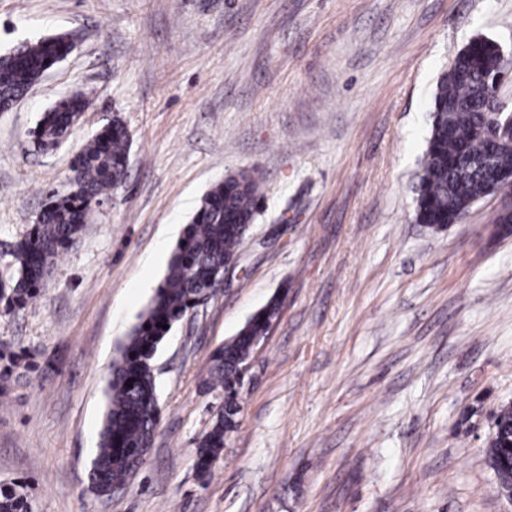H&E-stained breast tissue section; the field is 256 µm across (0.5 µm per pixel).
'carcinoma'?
I'll return each instance as SVG.
<instances>
[{"mask_svg": "<svg viewBox=\"0 0 512 512\" xmlns=\"http://www.w3.org/2000/svg\"><path fill=\"white\" fill-rule=\"evenodd\" d=\"M66 45L64 35L57 34L1 55L0 109L8 108L36 83ZM501 68L496 41L481 36L458 52L440 75L417 189L416 223L438 231L462 223L472 202L493 185L490 173H512V148L491 149L481 135L488 122V93ZM86 106L84 96L73 94L45 112L33 132L38 149L56 147ZM128 150L126 125L115 116L78 154L73 189L63 196H51L39 222L11 248L16 273L11 283L0 285L4 312L25 308L40 292L51 266L83 231L89 211L124 182ZM259 191L258 180L242 172L206 193L172 253L163 282L122 343L112 364L107 409L91 470V483L100 495L129 483L149 451L158 423L153 357L168 333L161 325L171 327L182 320L193 307L197 289L224 273V259L237 253L246 235L244 227L254 220ZM277 312L278 304L272 299L211 356L205 386L222 392L224 403L217 406L210 429L197 444L196 468L203 478L211 475L226 435L238 427L241 408L236 394L242 366L253 354L255 338L266 335ZM486 457L498 490L512 492L510 402L500 405L493 415ZM0 512H26L23 497L14 490L0 489Z\"/></svg>", "mask_w": 512, "mask_h": 512, "instance_id": "carcinoma-1", "label": "carcinoma"}]
</instances>
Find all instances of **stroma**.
<instances>
[{"label": "stroma", "mask_w": 512, "mask_h": 512, "mask_svg": "<svg viewBox=\"0 0 512 512\" xmlns=\"http://www.w3.org/2000/svg\"><path fill=\"white\" fill-rule=\"evenodd\" d=\"M66 32L76 49L0 112V281L115 116L127 174L34 302L0 312V341L29 354L0 397V488L28 512H512L485 460L512 403L502 201L441 233L413 219L438 78L475 37L512 46V0H0L1 54ZM74 93L87 111L37 151ZM243 171L263 187L238 261L160 344L153 445L126 492L98 496L110 366L203 195ZM274 297L201 480L211 355ZM87 104L84 96L73 94L62 98L45 112L33 132L38 149H52L60 139L66 138L71 127L79 121Z\"/></svg>", "instance_id": "obj_1"}]
</instances>
